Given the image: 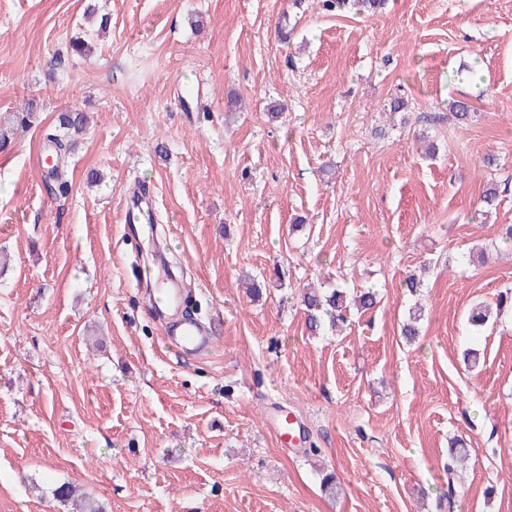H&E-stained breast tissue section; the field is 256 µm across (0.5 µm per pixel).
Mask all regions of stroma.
<instances>
[{
  "label": "stroma",
  "mask_w": 512,
  "mask_h": 512,
  "mask_svg": "<svg viewBox=\"0 0 512 512\" xmlns=\"http://www.w3.org/2000/svg\"><path fill=\"white\" fill-rule=\"evenodd\" d=\"M30 101L0 149V512H73L67 481L106 512H512V309L463 326L512 287V0H0V122ZM72 108L63 192L44 158ZM138 187L154 224L120 221ZM156 227L211 352L164 342ZM319 281L379 302L310 335L297 293ZM280 408L301 438L273 433ZM58 123L59 129L63 130L62 136L65 137V140L56 136V138L50 137L52 139L50 142L53 143L57 153H71L76 146L78 135L82 134L85 130V115L78 109H70L60 113Z\"/></svg>",
  "instance_id": "1"
}]
</instances>
